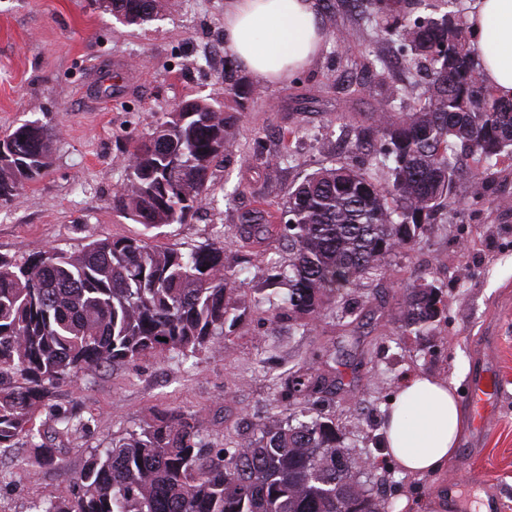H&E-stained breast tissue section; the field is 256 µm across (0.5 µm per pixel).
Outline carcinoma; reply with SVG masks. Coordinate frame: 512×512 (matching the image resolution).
<instances>
[{
    "mask_svg": "<svg viewBox=\"0 0 512 512\" xmlns=\"http://www.w3.org/2000/svg\"><path fill=\"white\" fill-rule=\"evenodd\" d=\"M448 0L412 17L402 0H350L358 17L373 12L378 40L396 45L412 70L425 64L426 85L386 84L375 100L373 140L388 177L349 163L322 166L297 186L272 216L259 208L238 215L235 233L260 240L271 218L288 238V263L273 261L269 280L288 286V316L297 328L317 327L330 299L387 273L393 256L419 243L427 224L461 208L452 200L457 153L474 163L469 197L496 200L492 170L511 157L512 100L480 79L466 30ZM127 24L179 0H108ZM415 94L410 111L405 100ZM164 114L129 152L114 206L152 230L183 224L214 195L211 166L234 140L235 117L206 99ZM0 200L11 199L49 167L52 136L25 123L3 138ZM274 293H241L224 260V241L188 252L143 238L94 240L74 252L49 250L19 263L0 256V451L24 439L41 464L60 465L62 449L37 424L57 388L87 369L120 366L151 356H193L225 348L224 325ZM431 284L412 287L405 323L427 328L439 315ZM336 389V380L300 367L284 381L283 398L309 401ZM86 426L57 413L53 431ZM202 411L157 410L107 448L89 452L68 495L42 494L34 512H387L344 462L335 419L271 416L229 447L206 441Z\"/></svg>",
    "mask_w": 512,
    "mask_h": 512,
    "instance_id": "cac0c4a2",
    "label": "carcinoma"
}]
</instances>
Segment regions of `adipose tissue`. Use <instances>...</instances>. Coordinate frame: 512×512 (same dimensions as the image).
Returning a JSON list of instances; mask_svg holds the SVG:
<instances>
[{"label": "adipose tissue", "instance_id": "1", "mask_svg": "<svg viewBox=\"0 0 512 512\" xmlns=\"http://www.w3.org/2000/svg\"><path fill=\"white\" fill-rule=\"evenodd\" d=\"M468 47L485 85L512 99V0H469ZM320 0H224V49L255 83L287 82L320 56ZM466 428L451 384L408 376L383 419L386 454L405 473L432 476L447 467Z\"/></svg>", "mask_w": 512, "mask_h": 512}]
</instances>
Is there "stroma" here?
<instances>
[{
    "instance_id": "35a3bbf8",
    "label": "stroma",
    "mask_w": 512,
    "mask_h": 512,
    "mask_svg": "<svg viewBox=\"0 0 512 512\" xmlns=\"http://www.w3.org/2000/svg\"><path fill=\"white\" fill-rule=\"evenodd\" d=\"M324 23L337 38L325 43L311 69L256 97L250 75L234 65L241 95L228 98L223 63L204 60L223 41L224 0H184L180 11L140 25L117 20L104 0H0V134L33 122L54 139L46 172L0 201V255L20 260L52 248L73 252L98 238L143 236L187 251L222 230L238 286L247 293L267 287V260L288 254L279 230L258 242L227 232L241 212L270 200L261 171L245 154L287 141L294 160L276 173L284 189L331 163L371 170L373 156L354 145L373 125L381 86L363 65L377 52L390 75L402 73L394 46L374 45L370 27L354 23L344 0L325 13ZM350 27L354 37L343 40L341 31ZM208 96L240 116L233 145L213 163L225 194L186 223L145 231L112 204L124 159L165 112ZM472 168L471 160L458 163L454 194L465 203L462 214L425 225L419 244L393 257L387 277L337 298L316 331L296 332L278 305L266 304L225 327L228 351L147 356L62 384L40 417L43 426L52 427L57 411L75 413L87 425L56 438L60 466H38L23 442L0 455V468L13 475L0 488V512H31L43 489L68 486L91 449L109 446L156 409L205 411L208 439L218 448L250 434L261 419L288 416L283 382L304 365L336 377L335 392L311 399L306 418H335L353 473L389 512H430L433 496L451 489L458 503L449 512H478L480 497L512 512V160L501 167L504 181L492 204L469 202ZM420 283L435 286L442 313L431 330L417 333L406 329L403 310L409 287ZM492 348L495 416L484 432L467 427L460 443L461 453L478 455L470 473L452 487L445 472L415 477L399 470L385 454L381 424L400 382L417 372L454 383L466 398Z\"/></svg>"
}]
</instances>
